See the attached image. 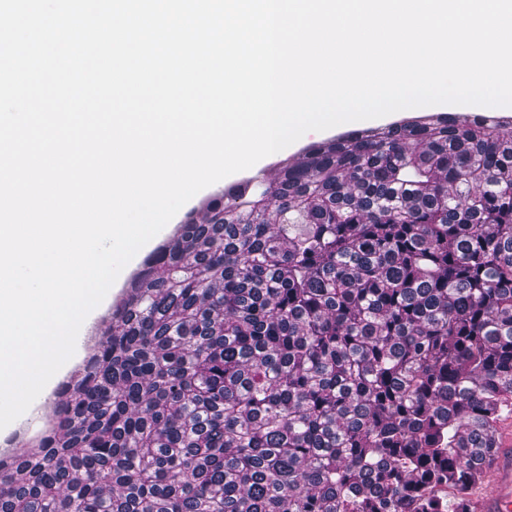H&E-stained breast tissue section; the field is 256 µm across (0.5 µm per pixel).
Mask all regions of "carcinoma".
<instances>
[{"label": "carcinoma", "mask_w": 512, "mask_h": 512, "mask_svg": "<svg viewBox=\"0 0 512 512\" xmlns=\"http://www.w3.org/2000/svg\"><path fill=\"white\" fill-rule=\"evenodd\" d=\"M202 212L0 457V512H472L512 413V131H353Z\"/></svg>", "instance_id": "obj_1"}]
</instances>
